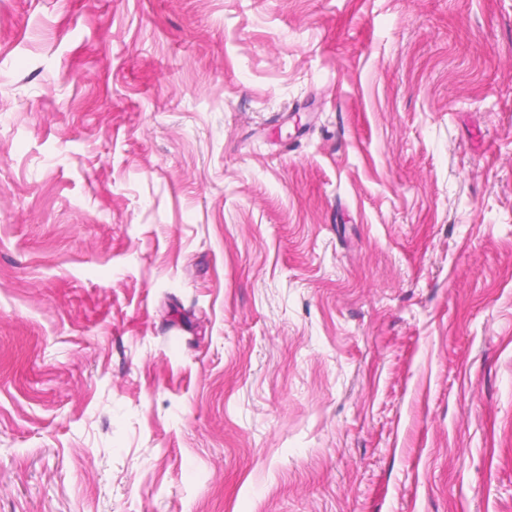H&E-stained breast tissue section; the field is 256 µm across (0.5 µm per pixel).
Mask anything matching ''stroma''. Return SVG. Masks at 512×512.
I'll list each match as a JSON object with an SVG mask.
<instances>
[{
	"label": "stroma",
	"instance_id": "obj_1",
	"mask_svg": "<svg viewBox=\"0 0 512 512\" xmlns=\"http://www.w3.org/2000/svg\"><path fill=\"white\" fill-rule=\"evenodd\" d=\"M0 512H512V0H0Z\"/></svg>",
	"mask_w": 512,
	"mask_h": 512
}]
</instances>
